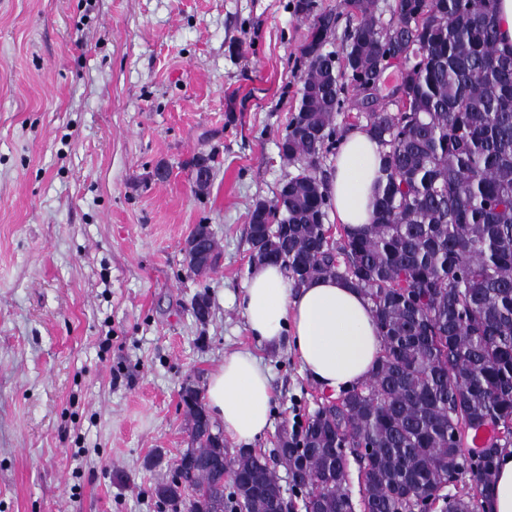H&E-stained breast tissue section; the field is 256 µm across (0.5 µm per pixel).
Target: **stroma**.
Masks as SVG:
<instances>
[{"instance_id": "35a3bbf8", "label": "stroma", "mask_w": 512, "mask_h": 512, "mask_svg": "<svg viewBox=\"0 0 512 512\" xmlns=\"http://www.w3.org/2000/svg\"><path fill=\"white\" fill-rule=\"evenodd\" d=\"M295 3L0 0V512H168L182 386L225 354L271 375L255 450L326 397L240 308L249 212L292 170L278 145L313 22ZM198 224L221 251L202 274L183 251Z\"/></svg>"}]
</instances>
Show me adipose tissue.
<instances>
[{
    "label": "adipose tissue",
    "instance_id": "obj_1",
    "mask_svg": "<svg viewBox=\"0 0 512 512\" xmlns=\"http://www.w3.org/2000/svg\"><path fill=\"white\" fill-rule=\"evenodd\" d=\"M381 146L363 127L341 142L329 180L328 203L338 224L370 223L381 172ZM257 341L289 342L308 375L333 390L365 381L382 344L370 305L342 280L319 277L294 287L283 266H253L240 302ZM206 406L230 438L250 443L269 430L273 392L266 367L250 351L225 355L206 385Z\"/></svg>",
    "mask_w": 512,
    "mask_h": 512
}]
</instances>
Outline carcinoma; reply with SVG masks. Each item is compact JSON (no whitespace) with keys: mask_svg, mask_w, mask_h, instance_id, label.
I'll use <instances>...</instances> for the list:
<instances>
[{"mask_svg":"<svg viewBox=\"0 0 512 512\" xmlns=\"http://www.w3.org/2000/svg\"><path fill=\"white\" fill-rule=\"evenodd\" d=\"M497 0H344L342 53L327 49L337 15L322 14L300 50L296 112L281 157L297 172L249 214L250 263H280L299 287L330 276L359 289L382 340L372 375L283 430L275 456L291 490L317 512H492L490 490L512 447V51L500 48ZM402 60L396 111L367 113L385 148L371 224L324 234L328 197L311 169L335 143L344 95L369 97ZM191 444L177 461L209 491L189 512H268L282 498L263 454L241 448L227 483L224 447L203 397L186 405ZM491 429L479 447L468 438ZM358 466L360 499L347 492ZM467 476L471 492L443 493ZM155 495L188 509L181 488Z\"/></svg>","mask_w":512,"mask_h":512,"instance_id":"carcinoma-1","label":"carcinoma"}]
</instances>
